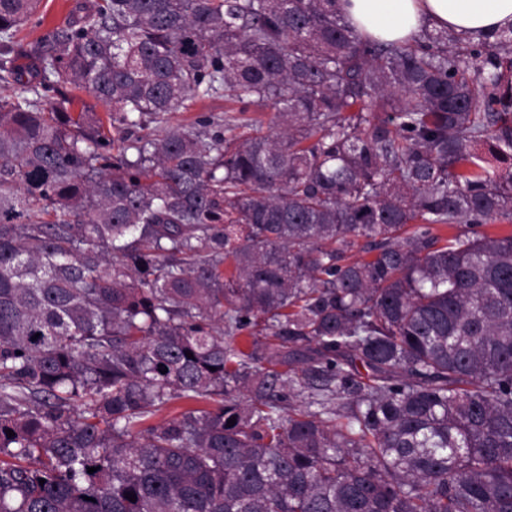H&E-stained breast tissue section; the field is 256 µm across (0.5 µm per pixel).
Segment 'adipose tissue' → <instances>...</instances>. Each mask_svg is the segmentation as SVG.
<instances>
[{
  "mask_svg": "<svg viewBox=\"0 0 512 512\" xmlns=\"http://www.w3.org/2000/svg\"><path fill=\"white\" fill-rule=\"evenodd\" d=\"M345 12L361 32L392 42L427 25L476 36L512 27V0H349Z\"/></svg>",
  "mask_w": 512,
  "mask_h": 512,
  "instance_id": "ef3b65f1",
  "label": "adipose tissue"
}]
</instances>
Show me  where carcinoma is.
Masks as SVG:
<instances>
[{
	"label": "carcinoma",
	"instance_id": "obj_1",
	"mask_svg": "<svg viewBox=\"0 0 512 512\" xmlns=\"http://www.w3.org/2000/svg\"><path fill=\"white\" fill-rule=\"evenodd\" d=\"M40 2L0 0V512H512V233H432L512 223V29L96 0L27 49ZM229 107H236V105L225 102L222 97L203 100L196 99L187 110L181 109L178 112H171L168 115L167 123L150 124L148 131H154L155 134L161 135L167 127L188 125L196 119L211 113L224 115V110Z\"/></svg>",
	"mask_w": 512,
	"mask_h": 512
}]
</instances>
